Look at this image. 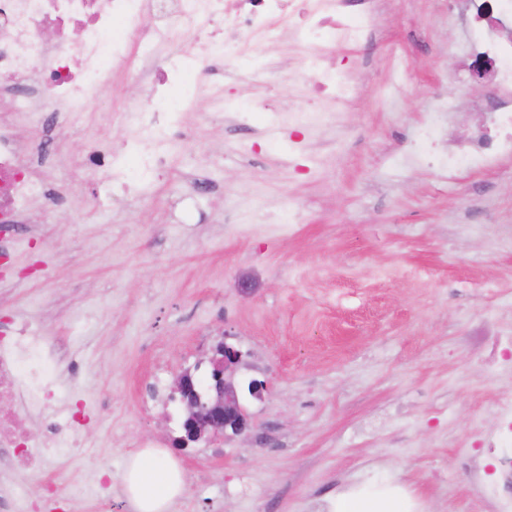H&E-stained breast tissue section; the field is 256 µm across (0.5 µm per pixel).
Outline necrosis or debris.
Returning a JSON list of instances; mask_svg holds the SVG:
<instances>
[{
    "label": "necrosis or debris",
    "instance_id": "4bbe7bcc",
    "mask_svg": "<svg viewBox=\"0 0 512 512\" xmlns=\"http://www.w3.org/2000/svg\"><path fill=\"white\" fill-rule=\"evenodd\" d=\"M469 5L482 22L469 56L492 65L497 92L490 110L499 132L461 136L439 122L448 104L436 102L410 156L435 163L445 179L463 169L495 168L512 156V38L495 35L497 27L512 23V0ZM375 13V0H0V288L15 279L6 232L55 194L45 171L57 148L44 133L70 125L114 73L131 71L145 91L137 107L119 116L133 131L130 142L145 178L187 135V107L168 98V87L183 81L189 96H201L213 61L244 43L287 38L303 45L295 77L305 102L255 98L228 103L227 111L242 122L251 113H266L273 131L327 126L361 90L325 65L322 47L366 41ZM187 56L197 63L190 78L182 67ZM71 170L99 187L127 183L123 156L104 141L89 143L84 160ZM59 367L53 345L38 329L26 321H0V459L17 470L41 472L51 457L74 446L82 419L54 399ZM34 422L46 437L39 447L30 443Z\"/></svg>",
    "mask_w": 512,
    "mask_h": 512
}]
</instances>
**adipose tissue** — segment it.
<instances>
[{
  "mask_svg": "<svg viewBox=\"0 0 512 512\" xmlns=\"http://www.w3.org/2000/svg\"><path fill=\"white\" fill-rule=\"evenodd\" d=\"M123 482L134 512H169L184 492L181 470L156 448L143 449L128 460ZM414 507L400 485L368 480L338 493L328 512H414Z\"/></svg>",
  "mask_w": 512,
  "mask_h": 512,
  "instance_id": "ef3b65f1",
  "label": "adipose tissue"
}]
</instances>
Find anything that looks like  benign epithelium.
<instances>
[{
	"mask_svg": "<svg viewBox=\"0 0 512 512\" xmlns=\"http://www.w3.org/2000/svg\"><path fill=\"white\" fill-rule=\"evenodd\" d=\"M242 361V352L225 343L216 346L212 358V372L208 397L199 392L194 375L185 372L174 382L177 392L186 406L182 434L173 441L182 450L209 435L226 437L242 436L250 427L249 415L240 405L235 373Z\"/></svg>",
	"mask_w": 512,
	"mask_h": 512,
	"instance_id": "benign-epithelium-1",
	"label": "benign epithelium"
}]
</instances>
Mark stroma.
Instances as JSON below:
<instances>
[{
    "label": "stroma",
    "instance_id": "1",
    "mask_svg": "<svg viewBox=\"0 0 512 512\" xmlns=\"http://www.w3.org/2000/svg\"><path fill=\"white\" fill-rule=\"evenodd\" d=\"M468 21L448 0H380L362 47L326 55L362 90L328 128L266 134V115L216 125L209 98L298 93L302 50L281 40L227 58L239 83L217 84L187 114L188 140L143 186L149 203L110 206L82 176L53 210L13 230L14 288L0 314L32 323L80 367L56 395L86 416L70 454L38 478L0 466V497L45 486L69 512H98L76 488L104 477L112 512H132L122 475L144 440L169 447L180 401L162 410L179 373L219 341L247 352L237 372L248 435L174 452L185 491L171 512H326L345 487L394 478L416 512H500L502 449L480 447L512 371L475 345L482 322L512 334V159L452 180L402 162L433 103L471 127L493 94L461 73L448 84ZM140 87L114 76L74 124L57 128L59 160L97 134L122 149L115 118ZM206 168L209 191L188 176ZM304 206L288 220V201ZM266 384L262 398L251 380Z\"/></svg>",
    "mask_w": 512,
    "mask_h": 512
}]
</instances>
